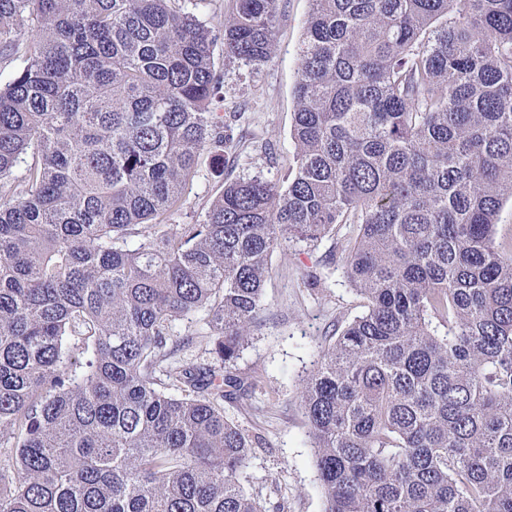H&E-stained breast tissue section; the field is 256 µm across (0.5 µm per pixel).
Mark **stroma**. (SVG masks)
<instances>
[{
	"mask_svg": "<svg viewBox=\"0 0 512 512\" xmlns=\"http://www.w3.org/2000/svg\"><path fill=\"white\" fill-rule=\"evenodd\" d=\"M309 12L310 0H279L268 62L228 61L223 45H216L224 98L213 108L224 116L227 142L223 152L201 153L166 223H200L225 182L255 174L287 182L296 152L294 85ZM351 236V226L340 224L321 242L291 241L274 252L263 310L233 368L246 393L225 402L224 413L263 438L253 450L245 487L270 510L324 509L300 393L321 348L363 311L364 302L345 274L343 257Z\"/></svg>",
	"mask_w": 512,
	"mask_h": 512,
	"instance_id": "35a3bbf8",
	"label": "stroma"
}]
</instances>
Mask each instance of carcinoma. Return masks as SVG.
Instances as JSON below:
<instances>
[{
  "instance_id": "carcinoma-1",
  "label": "carcinoma",
  "mask_w": 512,
  "mask_h": 512,
  "mask_svg": "<svg viewBox=\"0 0 512 512\" xmlns=\"http://www.w3.org/2000/svg\"><path fill=\"white\" fill-rule=\"evenodd\" d=\"M234 2L218 34L168 0H0V48L42 24L0 86V512H266L221 401L274 251L338 224L365 311L300 395L324 512H512V0H311L288 185L152 234L224 150L217 40L271 56L279 0ZM197 338L224 373L170 361Z\"/></svg>"
}]
</instances>
